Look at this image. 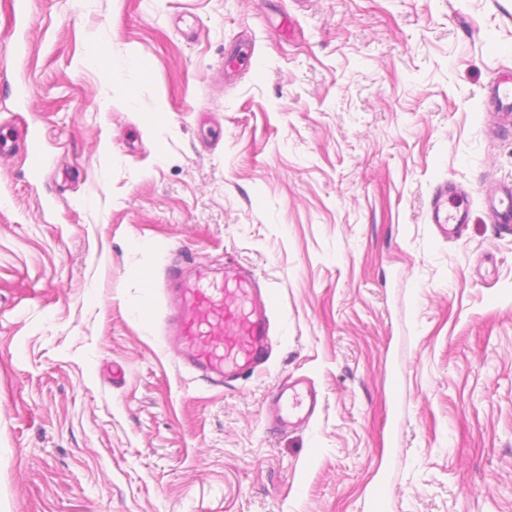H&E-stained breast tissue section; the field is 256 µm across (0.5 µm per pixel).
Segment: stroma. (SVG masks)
I'll return each instance as SVG.
<instances>
[{"mask_svg":"<svg viewBox=\"0 0 512 512\" xmlns=\"http://www.w3.org/2000/svg\"><path fill=\"white\" fill-rule=\"evenodd\" d=\"M499 71L512 0H0V123L53 161L0 151V512H512ZM182 255L272 289L262 374L166 344L147 275ZM291 375L322 409L273 435ZM24 150L30 175L33 179H40L48 164L43 148V135L38 127L27 129L25 134ZM468 192L447 180L440 182L429 202V219L443 238H450L454 231L469 223V209L464 203ZM448 200L455 201L452 209H445ZM483 204L495 223L497 233L512 235V184L497 182L485 190Z\"/></svg>","mask_w":512,"mask_h":512,"instance_id":"stroma-1","label":"stroma"}]
</instances>
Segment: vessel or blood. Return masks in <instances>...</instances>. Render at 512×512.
<instances>
[{"mask_svg": "<svg viewBox=\"0 0 512 512\" xmlns=\"http://www.w3.org/2000/svg\"><path fill=\"white\" fill-rule=\"evenodd\" d=\"M489 93L497 107L512 110V74L496 73ZM24 150L32 178L48 164L40 128L25 134ZM466 190L440 182L429 202V219L445 238L469 222ZM483 204L498 234L512 235V184L497 182L486 189ZM164 332L182 364L216 386L250 377L265 364L271 348V289L260 286L246 266L225 267L222 276L183 257L167 270ZM320 407L319 392L304 377H286L277 385L270 411L272 430L310 423Z\"/></svg>", "mask_w": 512, "mask_h": 512, "instance_id": "obj_1", "label": "vessel or blood"}]
</instances>
